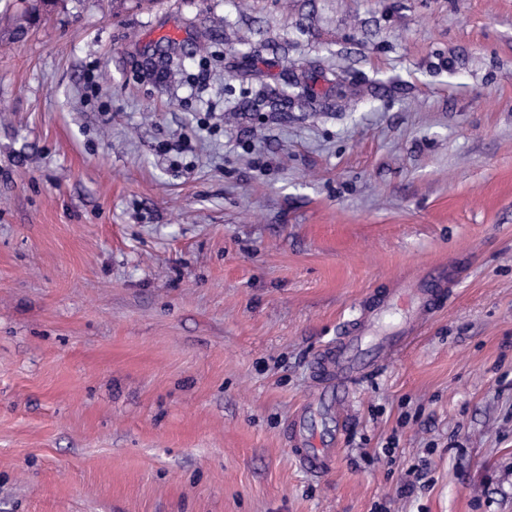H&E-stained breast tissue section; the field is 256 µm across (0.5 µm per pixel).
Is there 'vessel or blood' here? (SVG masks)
I'll use <instances>...</instances> for the list:
<instances>
[{"label": "vessel or blood", "instance_id": "obj_1", "mask_svg": "<svg viewBox=\"0 0 512 512\" xmlns=\"http://www.w3.org/2000/svg\"><path fill=\"white\" fill-rule=\"evenodd\" d=\"M436 301L437 296L433 293L429 295L420 291L404 293L395 289L365 304L351 334L341 337L335 349L323 352L318 358L314 367L316 383L335 387L337 396H344L353 376L377 364L389 353L399 350L406 342L405 337L402 336H386L374 344L370 357L360 356L359 346L374 322L389 313L395 305L409 302L414 303L417 317L425 318L433 312ZM301 421V416H294L290 425L289 438L295 457L304 469L312 473L329 472L334 461L332 450L312 447L301 429Z\"/></svg>", "mask_w": 512, "mask_h": 512}]
</instances>
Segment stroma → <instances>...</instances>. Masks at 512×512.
Returning <instances> with one entry per match:
<instances>
[{
    "mask_svg": "<svg viewBox=\"0 0 512 512\" xmlns=\"http://www.w3.org/2000/svg\"><path fill=\"white\" fill-rule=\"evenodd\" d=\"M23 9L0 512H512V0H49L18 38ZM446 264L414 337L321 392L361 303ZM306 408L301 409L292 419L290 425V443L299 464L315 474H325L332 468L334 455L331 449L313 448L301 429V421Z\"/></svg>",
    "mask_w": 512,
    "mask_h": 512,
    "instance_id": "35a3bbf8",
    "label": "stroma"
}]
</instances>
